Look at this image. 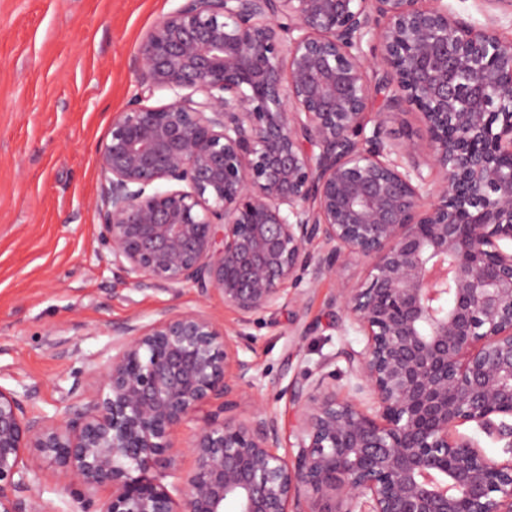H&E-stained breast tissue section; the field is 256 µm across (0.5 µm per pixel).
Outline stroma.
<instances>
[{
	"instance_id": "35a3bbf8",
	"label": "stroma",
	"mask_w": 512,
	"mask_h": 512,
	"mask_svg": "<svg viewBox=\"0 0 512 512\" xmlns=\"http://www.w3.org/2000/svg\"><path fill=\"white\" fill-rule=\"evenodd\" d=\"M181 0H0V385L29 412L68 417L82 407L112 356V329L147 323L161 310L201 311L236 321L220 294L184 287L132 289L117 275L101 237L102 179L97 152L112 119L142 93L140 43ZM369 260L303 281L301 306L284 304L249 328L242 358L255 379L238 400L248 416L264 403L291 436L297 414L286 390L323 358L337 383L351 378L338 352L361 349L333 300L340 281L364 279ZM44 464L32 493L55 512H95L60 489Z\"/></svg>"
}]
</instances>
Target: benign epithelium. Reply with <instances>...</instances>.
Wrapping results in <instances>:
<instances>
[{
    "label": "benign epithelium",
    "instance_id": "benign-epithelium-1",
    "mask_svg": "<svg viewBox=\"0 0 512 512\" xmlns=\"http://www.w3.org/2000/svg\"><path fill=\"white\" fill-rule=\"evenodd\" d=\"M137 67L171 99L134 100L98 150L112 266L138 290H214L238 319L113 329L72 417L0 385V512H53L32 495L45 462L79 499L106 492L98 512H512V40L446 0H183ZM405 108L424 136L393 142ZM352 259L367 277L334 304L365 336L339 352L355 383L331 358L306 370L280 454L274 411L235 413L246 329ZM217 400L194 468L163 483L173 434ZM395 112L387 123V131L392 140L399 141L401 138L400 134L405 130H412L414 133L423 134L419 117L414 111L405 109ZM459 431L468 436H472L477 439L480 443V446L483 447L485 452L498 459H507L510 454L504 452V448H502V442H494L493 440L486 437L485 434L478 431L475 427L466 424L464 426L459 427Z\"/></svg>",
    "mask_w": 512,
    "mask_h": 512
}]
</instances>
